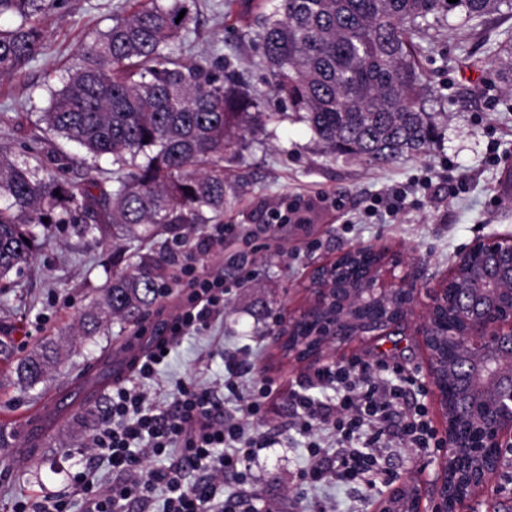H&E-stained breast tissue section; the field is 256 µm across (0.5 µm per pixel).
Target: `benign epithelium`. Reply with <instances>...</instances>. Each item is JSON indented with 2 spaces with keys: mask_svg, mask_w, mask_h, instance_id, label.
<instances>
[{
  "mask_svg": "<svg viewBox=\"0 0 512 512\" xmlns=\"http://www.w3.org/2000/svg\"><path fill=\"white\" fill-rule=\"evenodd\" d=\"M386 246L357 245L316 264L306 304L275 331L290 359L318 364L332 342L348 345L403 325L425 353L427 393L440 417L443 453L429 512H473L491 486L499 451L512 448V233L481 235L435 284ZM421 489L395 488L379 512H420Z\"/></svg>",
  "mask_w": 512,
  "mask_h": 512,
  "instance_id": "obj_1",
  "label": "benign epithelium"
}]
</instances>
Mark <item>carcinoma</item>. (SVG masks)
Here are the masks:
<instances>
[{
    "label": "carcinoma",
    "mask_w": 512,
    "mask_h": 512,
    "mask_svg": "<svg viewBox=\"0 0 512 512\" xmlns=\"http://www.w3.org/2000/svg\"><path fill=\"white\" fill-rule=\"evenodd\" d=\"M112 15L59 78L46 86L44 131L92 160L112 157V172L86 167L73 182L42 162H18L0 138V278L28 263L54 224L80 236L101 224L149 235L174 224H209L244 187L224 173V155L243 147L262 123L264 92L232 74L224 56H184L198 0H131ZM63 0H0V79L47 49L48 20ZM257 11V37L271 90L306 123L329 154L382 163L421 154L436 143V116L420 63L421 35L456 13L462 24L512 17V0H243ZM183 18H178L180 12ZM180 22H175V19ZM497 78L512 87V45L493 50ZM60 194H54V191ZM48 222H43V219ZM165 295L147 265L116 273L66 343H47L15 368L34 386L68 347L113 319L140 326Z\"/></svg>",
    "instance_id": "obj_1"
}]
</instances>
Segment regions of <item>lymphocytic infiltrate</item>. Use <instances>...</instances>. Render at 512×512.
Returning a JSON list of instances; mask_svg holds the SVG:
<instances>
[{"label":"lymphocytic infiltrate","mask_w":512,"mask_h":512,"mask_svg":"<svg viewBox=\"0 0 512 512\" xmlns=\"http://www.w3.org/2000/svg\"><path fill=\"white\" fill-rule=\"evenodd\" d=\"M184 261L189 277L186 304L168 323L167 336H156L130 375L113 385L106 414L90 438L94 457L112 472L111 483L99 486L90 471L82 470L71 478V493L45 495L35 502L23 498L12 512H71L76 496L83 512H142L160 488L166 491L162 512H239L238 495L225 490L224 479L248 481L244 463L267 448L268 441L265 434L248 432L244 419L261 416L278 386L264 377L241 388L240 378L255 365L250 356L229 353L224 357V388L240 402L239 416L217 418L216 393L192 378L175 385L168 410L150 403L144 391L146 382L157 378L174 340L207 330L224 312L223 278L197 274L193 255H185ZM417 382L397 367L352 357L319 367L292 389L293 429L309 439L314 429L330 430L336 445L331 451L310 439L311 462L301 473L303 481L357 484L368 501L391 477L380 465L386 446L440 450L426 405L409 415L400 411L408 386ZM316 388L333 390V398H314ZM160 457L167 459L166 467L146 469V460ZM187 469L198 473L193 482L183 479Z\"/></svg>","instance_id":"f902f5d3"}]
</instances>
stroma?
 <instances>
[{
    "label": "stroma",
    "mask_w": 512,
    "mask_h": 512,
    "mask_svg": "<svg viewBox=\"0 0 512 512\" xmlns=\"http://www.w3.org/2000/svg\"><path fill=\"white\" fill-rule=\"evenodd\" d=\"M122 0H67L50 19L49 49L20 73L0 82V132L11 133L17 161L29 158L32 141L43 134L38 112L46 104L44 84H57L92 32L112 22ZM253 16L244 15L235 0H201L198 25L186 55L220 52L237 69L242 83L264 90L269 111L281 104L268 93ZM512 33V18L495 16L471 28L450 16L423 37V64L432 93L425 104L437 113L439 139L426 153L404 155L387 163L334 156L323 151L307 124L285 118L270 122L237 152L227 154L224 168L247 179L238 202L224 213L237 231L221 245L205 247L214 225L194 231L179 228L152 237L129 236L119 225H103L91 236L72 227L54 229L51 240L28 266L0 279V340L9 348L0 355V512L17 497L38 498L70 490V476L79 468L94 472L98 483L111 480L106 463L86 451L88 434L77 420L86 409L108 406L111 390L79 400L69 387L87 369L105 374V356H117L128 345H144L147 334L119 321L88 338L58 365L44 382L28 387L18 382V362L44 343L57 339L97 301L114 273L144 261L166 257L160 284L169 291L149 318L166 323L186 302L175 283L185 253H193L197 271L224 277V315L211 328L180 338L146 386L150 402L164 406L178 380L222 386L224 354L248 353L257 368L281 389L257 422L259 431L276 438L249 462L245 492L257 512H308L317 500L331 512H375L363 502L358 486L323 482L300 484L299 473L310 456L305 438L290 430L292 384L314 372L308 364L282 359L271 331L275 320L304 306L310 273L318 262L357 244H386L424 279L437 281L457 254L480 235L512 233V196L502 192L512 174V93L495 81L491 49ZM393 187L407 189L399 216H369L367 206ZM296 205L290 222L273 224L274 205ZM244 254L249 270L229 268L231 257ZM37 336H29L34 325ZM413 323L346 349L328 346V361L356 356L384 361L405 373L425 372V356ZM399 486H419L433 474L438 458L415 448L387 454ZM494 489L481 496L476 512H512V450L503 449Z\"/></svg>",
    "instance_id": "stroma-1"
}]
</instances>
